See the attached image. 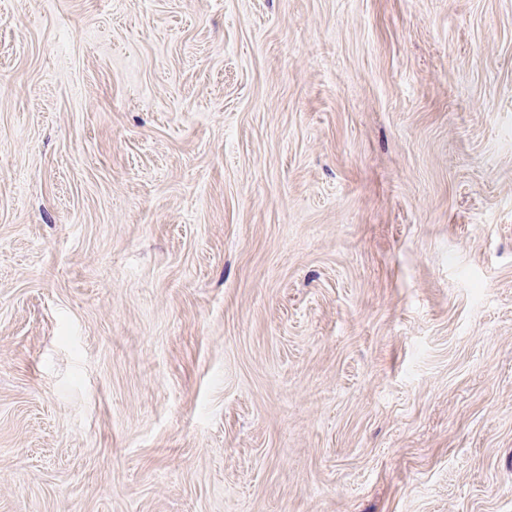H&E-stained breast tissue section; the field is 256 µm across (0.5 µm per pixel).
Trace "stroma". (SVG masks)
I'll use <instances>...</instances> for the list:
<instances>
[{"instance_id":"obj_1","label":"stroma","mask_w":512,"mask_h":512,"mask_svg":"<svg viewBox=\"0 0 512 512\" xmlns=\"http://www.w3.org/2000/svg\"><path fill=\"white\" fill-rule=\"evenodd\" d=\"M0 512H512V0H0Z\"/></svg>"}]
</instances>
